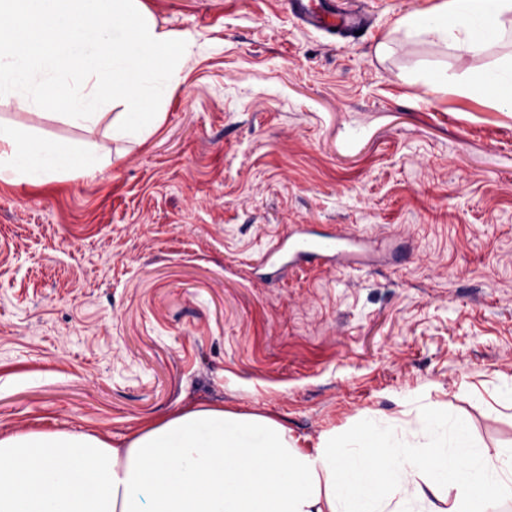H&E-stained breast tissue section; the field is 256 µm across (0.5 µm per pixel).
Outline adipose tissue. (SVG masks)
Here are the masks:
<instances>
[{"label": "adipose tissue", "mask_w": 512, "mask_h": 512, "mask_svg": "<svg viewBox=\"0 0 512 512\" xmlns=\"http://www.w3.org/2000/svg\"><path fill=\"white\" fill-rule=\"evenodd\" d=\"M400 29L463 58L512 31V0H438ZM191 40L143 0H0V105L139 144L161 125ZM435 82L512 112V54ZM108 152L48 143L0 124V180L91 178ZM512 448L488 447L447 403L414 397L392 420L299 447L288 427L217 407L149 421L112 445L104 435L30 431L0 438V512H502Z\"/></svg>", "instance_id": "1"}]
</instances>
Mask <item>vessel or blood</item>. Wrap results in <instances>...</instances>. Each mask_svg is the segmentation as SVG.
<instances>
[{"instance_id":"obj_1","label":"vessel or blood","mask_w":512,"mask_h":512,"mask_svg":"<svg viewBox=\"0 0 512 512\" xmlns=\"http://www.w3.org/2000/svg\"><path fill=\"white\" fill-rule=\"evenodd\" d=\"M291 9L306 25L317 29H354L363 25L362 16L353 9L338 14L321 13L306 0H291ZM348 239V234L342 231L317 237L301 225L279 238L267 250L260 266L266 270L268 277L276 278L287 269L304 264H332L337 261Z\"/></svg>"}]
</instances>
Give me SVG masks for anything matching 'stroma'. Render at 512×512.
Here are the masks:
<instances>
[{
    "label": "stroma",
    "mask_w": 512,
    "mask_h": 512,
    "mask_svg": "<svg viewBox=\"0 0 512 512\" xmlns=\"http://www.w3.org/2000/svg\"><path fill=\"white\" fill-rule=\"evenodd\" d=\"M202 46L160 128L92 180L0 181V437L107 434L199 406L310 449L417 395L512 443V112L429 86L477 72L405 37L437 0H361V33L288 0H143ZM49 142L116 151L4 109ZM376 240L357 265L258 278L289 225ZM305 0H291V9L306 25L317 29H354L363 26V17L355 10L342 13H321Z\"/></svg>",
    "instance_id": "1"
}]
</instances>
